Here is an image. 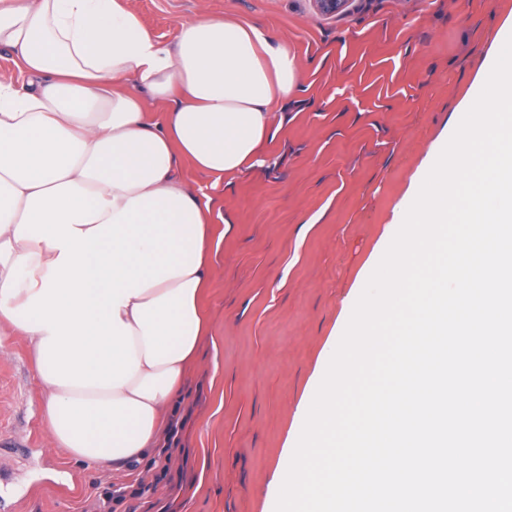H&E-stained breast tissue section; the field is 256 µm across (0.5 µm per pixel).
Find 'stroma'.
<instances>
[{"instance_id":"obj_1","label":"stroma","mask_w":512,"mask_h":512,"mask_svg":"<svg viewBox=\"0 0 512 512\" xmlns=\"http://www.w3.org/2000/svg\"><path fill=\"white\" fill-rule=\"evenodd\" d=\"M172 41L200 14L257 26L287 44L299 81L275 103L279 137L221 185L183 165L187 185L231 218L204 305L211 334L187 372L189 415L158 491L136 512H275L296 407L343 301L377 266L394 208L483 88L480 66L512 36V0H351L333 17L309 0H131ZM23 339L0 335V512H81L97 482L143 467L72 463L49 446Z\"/></svg>"}]
</instances>
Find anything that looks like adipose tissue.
<instances>
[{
  "label": "adipose tissue",
  "instance_id": "ef3b65f1",
  "mask_svg": "<svg viewBox=\"0 0 512 512\" xmlns=\"http://www.w3.org/2000/svg\"><path fill=\"white\" fill-rule=\"evenodd\" d=\"M0 333L22 338L54 450L151 456L207 336L210 197L279 134L287 46L200 15L155 38L129 0H0ZM161 114H153V106Z\"/></svg>",
  "mask_w": 512,
  "mask_h": 512
}]
</instances>
